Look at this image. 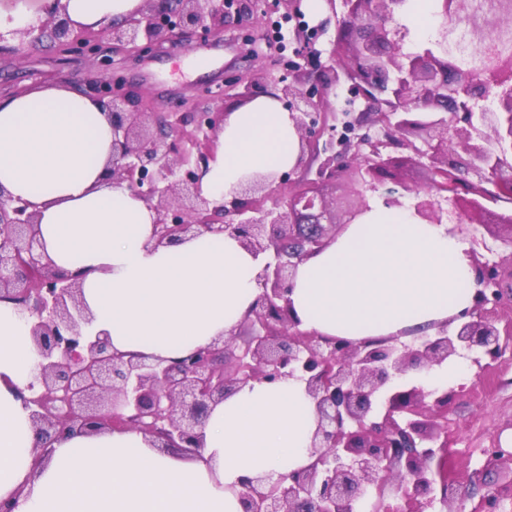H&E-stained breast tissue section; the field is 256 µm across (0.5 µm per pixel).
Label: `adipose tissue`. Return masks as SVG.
Here are the masks:
<instances>
[{
    "label": "adipose tissue",
    "instance_id": "ef3b65f1",
    "mask_svg": "<svg viewBox=\"0 0 512 512\" xmlns=\"http://www.w3.org/2000/svg\"><path fill=\"white\" fill-rule=\"evenodd\" d=\"M81 29L128 20L142 0H62ZM112 127L99 102L67 85L0 99V188L27 201L63 272L82 271L93 332L114 351L172 361L229 336L258 294L261 261L208 233L153 240L156 211L106 177ZM300 136L283 102L254 98L218 131L201 192L221 198L257 173L294 169ZM474 273L449 225L383 205L301 262L291 308L301 329L352 341L432 332L471 307ZM37 352L20 306L0 300V500L16 512H242L246 478L305 467L313 399L294 379L252 383L214 406L204 448L162 452L135 430L71 433L38 456L25 404Z\"/></svg>",
    "mask_w": 512,
    "mask_h": 512
}]
</instances>
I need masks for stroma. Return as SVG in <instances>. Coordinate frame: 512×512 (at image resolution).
I'll list each match as a JSON object with an SVG mask.
<instances>
[{
  "label": "stroma",
  "instance_id": "1",
  "mask_svg": "<svg viewBox=\"0 0 512 512\" xmlns=\"http://www.w3.org/2000/svg\"><path fill=\"white\" fill-rule=\"evenodd\" d=\"M345 15L343 6L323 5L319 17L310 13L283 21L281 12L269 8L262 26L245 21L228 25L223 40L206 43L200 53L209 60L205 70L196 69L191 60L195 53L184 47L170 48L164 54L144 59L127 77L135 91L151 93L158 99V109L171 112L178 97L189 101L188 111H215L216 105L200 87L208 78L226 93L236 91L237 82L254 85L256 90L272 89L275 76L295 62V38L277 42L273 29L286 23L288 30L312 29L324 24L325 30L316 38L321 52L316 67H304L296 85L311 91L319 71L341 67L349 62L347 51L333 52L332 44L338 26ZM88 75L86 60L63 57L49 43L36 46L20 44L7 36L0 40V97L11 96L27 89L52 84H69L84 88ZM461 238L476 242L480 259L498 262L502 271L512 270V230L505 226L469 225ZM465 384L445 381V388L457 396L448 411V479L467 485L471 498L466 503L474 512L487 489L500 485L501 471H484V449L495 445H512V346L501 358L484 367L467 365Z\"/></svg>",
  "mask_w": 512,
  "mask_h": 512
}]
</instances>
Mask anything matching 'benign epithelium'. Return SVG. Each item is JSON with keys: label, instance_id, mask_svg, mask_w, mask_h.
Instances as JSON below:
<instances>
[{"label": "benign epithelium", "instance_id": "1", "mask_svg": "<svg viewBox=\"0 0 512 512\" xmlns=\"http://www.w3.org/2000/svg\"><path fill=\"white\" fill-rule=\"evenodd\" d=\"M400 2L342 0L347 18L334 40L350 51L343 75L365 101L359 117L350 120L344 113L343 127L352 131L371 115L391 141L366 134L354 150L346 138L334 142L336 113L289 81L302 70L294 65L275 84L300 135L298 166L319 158V138L327 132L333 153L316 180L257 174L220 202L201 195L200 181L226 113L196 112L189 120L179 112H146L145 97L129 112L125 105L133 91L123 72L187 34L197 37L190 49L224 36L232 17L261 24L264 0H144L136 15L106 28L111 54L76 30L63 7L12 31L31 45L47 41L87 58L88 90L112 124L108 180L155 209L156 244L204 232L227 234L265 256L259 292L242 322L243 345L232 334L167 365L151 362L115 352L108 337L85 332L82 274L53 268L38 238L36 213L0 188V300L15 302L28 315L40 392L26 404L40 435L134 429L156 448L199 452L213 406L253 382L296 379L315 401L314 461L274 481L244 480L243 512H355L371 498L372 512H424L436 501L448 505V512H463L467 496L448 483V407L455 392L428 390L416 381L387 384L463 351L499 358L506 340L484 312L490 303H503L500 266L472 255L471 309L411 343L397 336L354 342L302 330L289 299L298 264L369 211V194L389 182L402 183L409 159L390 149L404 144L412 146L416 164L431 170L427 186L410 190L419 223L454 219L460 226L512 228V212L482 204L512 199V56H498L482 76L459 70L448 57L442 47L448 24L471 15L472 0H438L443 24L437 41L404 52V32L389 25ZM491 94L496 107L478 106L477 100ZM450 112H463L469 120L476 115L478 125L461 134L451 127ZM151 125L165 130V138L149 132ZM409 135L421 146L411 145ZM337 181L350 190L348 203L335 210L325 188ZM506 461L512 464V448L499 445L487 452L488 467Z\"/></svg>", "mask_w": 512, "mask_h": 512}]
</instances>
